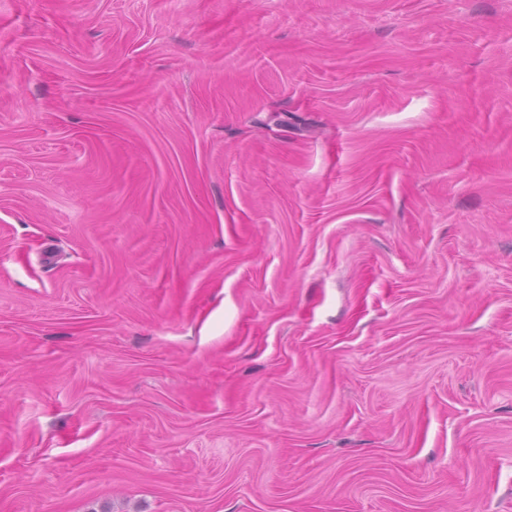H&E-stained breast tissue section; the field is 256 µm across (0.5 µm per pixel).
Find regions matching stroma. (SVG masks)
Segmentation results:
<instances>
[{
    "mask_svg": "<svg viewBox=\"0 0 512 512\" xmlns=\"http://www.w3.org/2000/svg\"><path fill=\"white\" fill-rule=\"evenodd\" d=\"M0 512H512V0H0Z\"/></svg>",
    "mask_w": 512,
    "mask_h": 512,
    "instance_id": "1",
    "label": "stroma"
}]
</instances>
